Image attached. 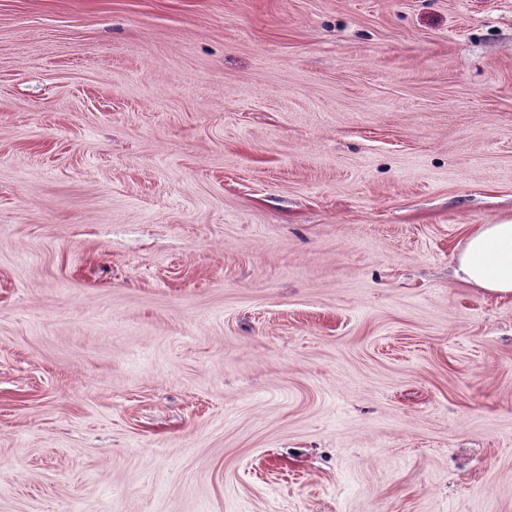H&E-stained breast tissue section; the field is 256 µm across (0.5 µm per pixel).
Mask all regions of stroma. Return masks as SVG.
Listing matches in <instances>:
<instances>
[{"label":"stroma","mask_w":512,"mask_h":512,"mask_svg":"<svg viewBox=\"0 0 512 512\" xmlns=\"http://www.w3.org/2000/svg\"><path fill=\"white\" fill-rule=\"evenodd\" d=\"M512 0H0V512H512ZM455 272L476 288L500 296L512 295V220L481 224L469 234Z\"/></svg>","instance_id":"35a3bbf8"}]
</instances>
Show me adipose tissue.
<instances>
[{
    "instance_id": "adipose-tissue-1",
    "label": "adipose tissue",
    "mask_w": 512,
    "mask_h": 512,
    "mask_svg": "<svg viewBox=\"0 0 512 512\" xmlns=\"http://www.w3.org/2000/svg\"><path fill=\"white\" fill-rule=\"evenodd\" d=\"M457 276L500 295H512V220L484 224L468 235L457 258Z\"/></svg>"
}]
</instances>
